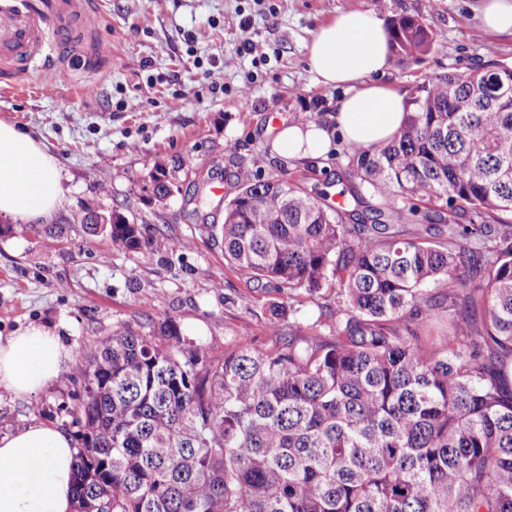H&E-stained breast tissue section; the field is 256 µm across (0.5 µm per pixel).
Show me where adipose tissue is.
<instances>
[{
    "label": "adipose tissue",
    "mask_w": 512,
    "mask_h": 512,
    "mask_svg": "<svg viewBox=\"0 0 512 512\" xmlns=\"http://www.w3.org/2000/svg\"><path fill=\"white\" fill-rule=\"evenodd\" d=\"M391 33L371 10L345 12L319 26L308 46L318 82L343 88L329 122L282 126L278 157H327L336 142L365 149L391 140L409 109L382 78L393 67ZM64 202L59 162L40 142L0 121V216L46 221ZM69 357L60 336L32 325L0 342V388L27 398L56 382ZM76 450L62 429L31 422L0 436V512H73Z\"/></svg>",
    "instance_id": "adipose-tissue-1"
}]
</instances>
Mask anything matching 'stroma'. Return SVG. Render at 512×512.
<instances>
[{
	"label": "stroma",
	"instance_id": "35a3bbf8",
	"mask_svg": "<svg viewBox=\"0 0 512 512\" xmlns=\"http://www.w3.org/2000/svg\"><path fill=\"white\" fill-rule=\"evenodd\" d=\"M96 0L102 74L70 60L69 78L0 93V121L15 124L59 160L64 205L52 241L28 224L0 218V337L32 324L69 349L123 327L146 333L173 319L189 341L222 356L229 335L260 336L269 295L251 290L224 259L214 228L234 194L227 172L263 153L261 177L289 173L306 191L336 193L346 146L324 164L275 157L279 128L327 121L341 89L319 83L307 47L324 22L373 10L385 23L423 15L438 36L420 63L394 64L387 82L402 93L429 77L488 62L512 66V38L478 29L479 0ZM259 33L242 50L243 22ZM179 164L177 188L162 203L149 189L157 163ZM221 193H214V186ZM118 210L146 233L185 241L169 253L118 252L75 224L85 211ZM248 294L251 305L230 302ZM83 383L63 373L36 396L0 388V436L36 419L74 433Z\"/></svg>",
	"mask_w": 512,
	"mask_h": 512
}]
</instances>
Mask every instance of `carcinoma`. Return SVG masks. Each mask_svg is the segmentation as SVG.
Wrapping results in <instances>:
<instances>
[{"label":"carcinoma","instance_id":"cac0c4a2","mask_svg":"<svg viewBox=\"0 0 512 512\" xmlns=\"http://www.w3.org/2000/svg\"><path fill=\"white\" fill-rule=\"evenodd\" d=\"M391 32L405 63L436 46L422 16ZM505 87L496 62L415 86L395 138L346 155L341 204L260 178V153L237 167L224 259L285 299L219 358L171 319L78 348L76 512H512ZM154 171L169 196L176 169ZM109 236L184 247L120 214Z\"/></svg>","mask_w":512,"mask_h":512}]
</instances>
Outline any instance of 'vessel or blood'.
<instances>
[{"mask_svg":"<svg viewBox=\"0 0 512 512\" xmlns=\"http://www.w3.org/2000/svg\"><path fill=\"white\" fill-rule=\"evenodd\" d=\"M87 0H0V89L23 85L29 63L42 74L66 72L67 35H91L98 18Z\"/></svg>","mask_w":512,"mask_h":512,"instance_id":"obj_1","label":"vessel or blood"}]
</instances>
